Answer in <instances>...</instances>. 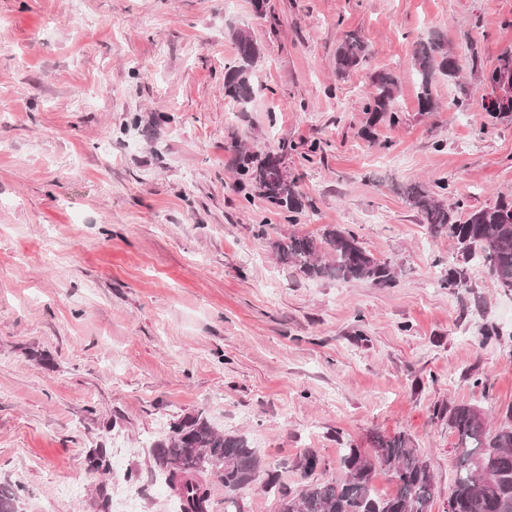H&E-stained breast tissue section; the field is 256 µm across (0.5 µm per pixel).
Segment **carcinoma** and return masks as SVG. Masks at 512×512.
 <instances>
[{
	"label": "carcinoma",
	"instance_id": "carcinoma-1",
	"mask_svg": "<svg viewBox=\"0 0 512 512\" xmlns=\"http://www.w3.org/2000/svg\"><path fill=\"white\" fill-rule=\"evenodd\" d=\"M232 37L237 45V61L225 68L224 95L246 104L254 94L251 75L261 48L244 31H236ZM369 56V46L362 37L347 35L336 48V73L347 74ZM410 64L417 77L419 110L436 111V82L444 77L450 82L459 78V56L435 33L416 45ZM511 67L510 51L501 55L493 68L480 72V81L484 85L497 81ZM397 91L398 78L392 74L377 72L371 77L364 106L367 121L360 130L366 141H375V130L381 122H399ZM236 174L248 182L255 196L277 208L285 221L296 223L305 203L297 179L288 176L280 155L268 152L259 158L240 149ZM406 196L431 233L448 236L465 260L479 252L498 285L512 290V194H498L493 206L471 212L463 222L456 217L459 205H445L418 184L407 187ZM257 237L267 240L281 263L296 267L308 278L366 279L376 286L390 285L396 278L390 264L375 259L354 234L336 226L325 228L319 240L308 235L272 240L263 227ZM443 287H467L465 268H450ZM448 427L458 438L456 469L449 490L450 512H512V407L492 429L478 407L455 405L448 408ZM490 448L496 449V455L493 472L486 477L478 472L475 463ZM158 461L169 486L174 488L186 480L195 484V491L187 492V496L198 495V507L187 510L181 497V512H204L207 474L224 485L229 504L225 512H242L238 495L248 487L258 485L269 491L278 487V474L266 469L258 450L244 436L226 435L200 414L170 424L166 441L159 445ZM342 465L345 478L339 481H312L295 492H281L279 512H429L434 495L430 466L408 433L374 432L370 447L344 449ZM379 469L390 473L395 482V492L390 497H380L373 489L372 480ZM0 512H20V495L0 490Z\"/></svg>",
	"mask_w": 512,
	"mask_h": 512
}]
</instances>
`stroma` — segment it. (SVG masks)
Segmentation results:
<instances>
[{
	"mask_svg": "<svg viewBox=\"0 0 512 512\" xmlns=\"http://www.w3.org/2000/svg\"><path fill=\"white\" fill-rule=\"evenodd\" d=\"M236 30L261 47L245 105L224 95ZM351 31L371 55L340 76ZM435 31L463 72L423 112L409 59ZM510 50L512 0H0V487L23 512H102L100 492L130 489L138 512H179L156 446L200 413L293 492L342 479L371 432H407L448 512L449 406L497 423L512 405V291L478 262L443 288L457 252L404 190L447 183L461 219L512 193V115L489 117L478 80ZM380 70L400 121L369 142ZM240 146L282 153L309 202L297 223L245 200ZM329 225L395 283L306 278L257 236ZM92 448L109 473L88 471Z\"/></svg>",
	"mask_w": 512,
	"mask_h": 512,
	"instance_id": "obj_1",
	"label": "stroma"
}]
</instances>
